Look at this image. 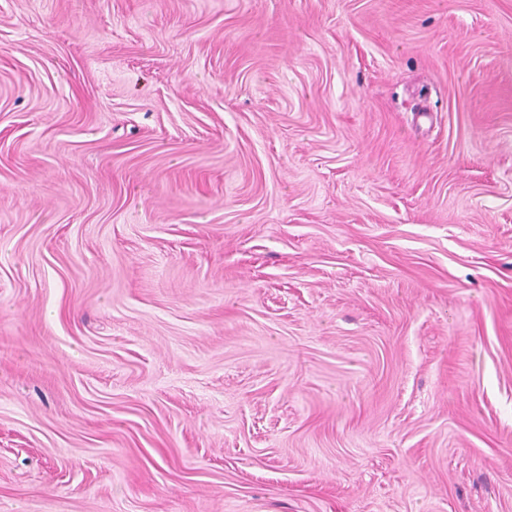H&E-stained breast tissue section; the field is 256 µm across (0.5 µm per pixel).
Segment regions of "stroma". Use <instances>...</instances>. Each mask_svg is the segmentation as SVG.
<instances>
[{
  "label": "stroma",
  "mask_w": 512,
  "mask_h": 512,
  "mask_svg": "<svg viewBox=\"0 0 512 512\" xmlns=\"http://www.w3.org/2000/svg\"><path fill=\"white\" fill-rule=\"evenodd\" d=\"M0 512H512V0H0Z\"/></svg>",
  "instance_id": "1"
}]
</instances>
